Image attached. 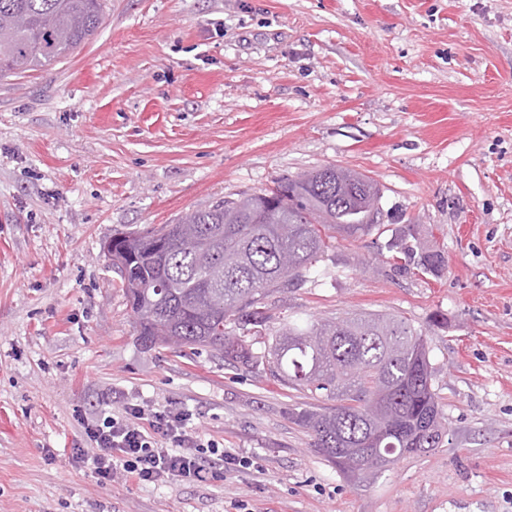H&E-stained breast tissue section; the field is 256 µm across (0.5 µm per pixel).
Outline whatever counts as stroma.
<instances>
[{
	"instance_id": "1",
	"label": "stroma",
	"mask_w": 512,
	"mask_h": 512,
	"mask_svg": "<svg viewBox=\"0 0 512 512\" xmlns=\"http://www.w3.org/2000/svg\"><path fill=\"white\" fill-rule=\"evenodd\" d=\"M0 79V512H512V0H104ZM380 190L283 318L394 315L427 339L444 435L367 481L292 415L328 407L216 353L148 349L102 251L325 165ZM413 229L446 266L392 244ZM177 410L248 467L101 483L78 417ZM54 459H47V452Z\"/></svg>"
}]
</instances>
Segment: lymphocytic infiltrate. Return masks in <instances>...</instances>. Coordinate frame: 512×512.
I'll list each match as a JSON object with an SVG mask.
<instances>
[{
  "mask_svg": "<svg viewBox=\"0 0 512 512\" xmlns=\"http://www.w3.org/2000/svg\"><path fill=\"white\" fill-rule=\"evenodd\" d=\"M186 412L152 411L133 405L124 418L83 420L82 439L71 450L77 464H90L102 481L123 473L139 483L175 477L220 480L240 460L214 441L203 440Z\"/></svg>",
  "mask_w": 512,
  "mask_h": 512,
  "instance_id": "obj_1",
  "label": "lymphocytic infiltrate"
}]
</instances>
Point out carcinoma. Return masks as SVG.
<instances>
[{"label": "carcinoma", "mask_w": 512, "mask_h": 512, "mask_svg": "<svg viewBox=\"0 0 512 512\" xmlns=\"http://www.w3.org/2000/svg\"><path fill=\"white\" fill-rule=\"evenodd\" d=\"M102 0H0V77L52 65L91 39ZM380 191L369 178L329 165L283 178L267 193L220 199L174 224L112 237L115 265L146 348H210L263 367L283 386L336 401L303 409L312 447L349 478L374 473L373 456L398 459L435 448L443 429L422 333L394 316L287 321L269 332L268 298L305 280L329 249L330 230L369 227ZM433 275L444 255L423 249Z\"/></svg>", "instance_id": "obj_1"}]
</instances>
